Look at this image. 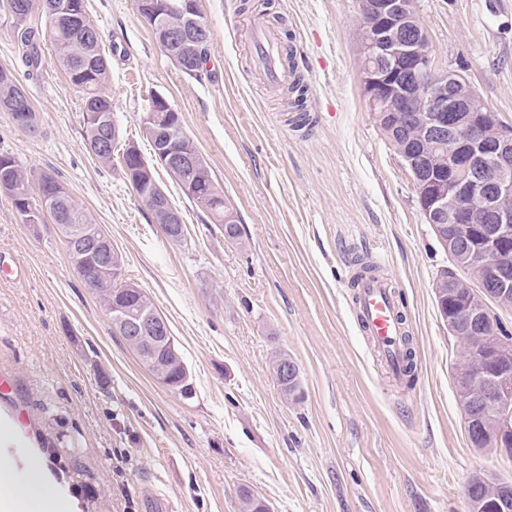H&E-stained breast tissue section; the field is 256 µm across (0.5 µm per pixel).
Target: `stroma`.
<instances>
[{"label":"stroma","mask_w":512,"mask_h":512,"mask_svg":"<svg viewBox=\"0 0 512 512\" xmlns=\"http://www.w3.org/2000/svg\"><path fill=\"white\" fill-rule=\"evenodd\" d=\"M198 0L210 30L194 78L161 51L134 0H87L111 52L122 142L144 158L140 123L152 94L183 129L238 214L225 240L157 169L185 239L168 240L124 177L83 139L79 90L41 44L29 75L0 10V68L26 91L39 130L0 112V152L54 173L112 240L124 276L167 320L192 399L164 386L112 330L74 273L52 222L22 223L0 193V458L31 461L74 512H241L240 487L272 512H466L478 472L512 480V460L472 447L454 373L460 343L432 284L448 254L427 224L401 158L364 92L358 0ZM438 63L464 76L512 127V0H414ZM281 16L309 91L313 123L284 124L278 92L253 66V33ZM373 254L395 287L417 361L394 386L361 335L348 282ZM285 353L303 397L280 391L270 366Z\"/></svg>","instance_id":"1"}]
</instances>
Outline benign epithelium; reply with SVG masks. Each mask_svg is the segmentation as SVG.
I'll return each mask as SVG.
<instances>
[{
    "instance_id": "7a95c632",
    "label": "benign epithelium",
    "mask_w": 512,
    "mask_h": 512,
    "mask_svg": "<svg viewBox=\"0 0 512 512\" xmlns=\"http://www.w3.org/2000/svg\"><path fill=\"white\" fill-rule=\"evenodd\" d=\"M183 22L176 26L160 10L151 13L152 26L167 41L188 49L184 62H195V47L205 29L195 17L196 0H184ZM365 37L362 38L361 72L369 105L378 122L398 117L396 128L411 129L406 142L391 141L410 171L418 202L427 223L438 238L451 226L448 254L456 258L455 278L436 280L434 292L448 332L475 333L484 347L481 356L469 360V368L455 372L456 391L463 393V416L470 443L512 458V336L499 329L494 308L512 304V132L503 128L496 113L480 99L460 74L438 67L432 57L427 32L417 16L413 0H360ZM164 101L149 102L140 123L157 129L162 118L154 112ZM453 150L445 152L446 144ZM122 167L131 174L149 163L128 145ZM153 158L165 166H177L198 176V156L185 155L168 145ZM137 197L151 198L167 212L168 237L179 240L184 225L177 208L157 185L137 184ZM72 253L90 261L85 275L89 287L113 289L118 300L107 313L112 328L137 340L149 339L150 357L156 349L175 350L167 322L154 311L142 310L119 298L112 288L120 259L112 240L100 229L79 232L72 238ZM477 266L487 284L462 290L458 284ZM497 420L486 430L485 417ZM491 502L498 512H512V481L489 483Z\"/></svg>"
}]
</instances>
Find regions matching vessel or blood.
<instances>
[{
  "instance_id": "vessel-or-blood-1",
  "label": "vessel or blood",
  "mask_w": 512,
  "mask_h": 512,
  "mask_svg": "<svg viewBox=\"0 0 512 512\" xmlns=\"http://www.w3.org/2000/svg\"><path fill=\"white\" fill-rule=\"evenodd\" d=\"M255 53L263 62L266 78L274 85L285 88L292 82L293 74L281 58L280 38L272 27L263 28L253 44ZM356 320L363 336L381 355L394 379H402L405 369L406 334L395 300L391 279L377 268L358 272L354 290Z\"/></svg>"
}]
</instances>
